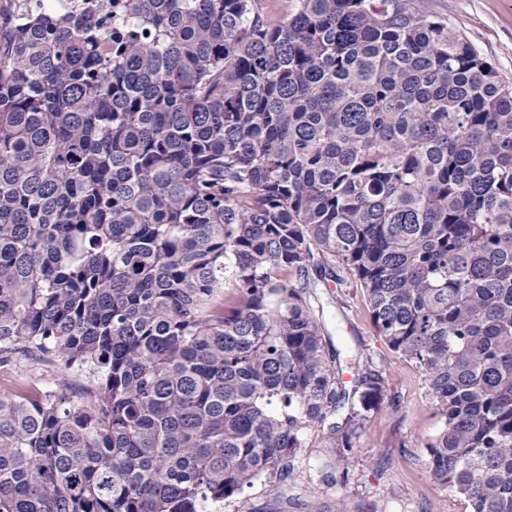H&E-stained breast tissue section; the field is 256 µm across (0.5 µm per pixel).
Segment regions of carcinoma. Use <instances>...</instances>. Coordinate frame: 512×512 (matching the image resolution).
I'll list each match as a JSON object with an SVG mask.
<instances>
[{
	"instance_id": "obj_1",
	"label": "carcinoma",
	"mask_w": 512,
	"mask_h": 512,
	"mask_svg": "<svg viewBox=\"0 0 512 512\" xmlns=\"http://www.w3.org/2000/svg\"><path fill=\"white\" fill-rule=\"evenodd\" d=\"M339 264L444 417L429 476L512 512V82L421 0L0 9V355L88 370L0 396V512H205L347 474L353 391L310 302Z\"/></svg>"
}]
</instances>
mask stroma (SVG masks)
Returning a JSON list of instances; mask_svg holds the SVG:
<instances>
[{
	"label": "stroma",
	"instance_id": "1",
	"mask_svg": "<svg viewBox=\"0 0 512 512\" xmlns=\"http://www.w3.org/2000/svg\"><path fill=\"white\" fill-rule=\"evenodd\" d=\"M434 15L465 34L499 74L512 80V0H424ZM341 286L318 288L326 339L344 359L362 354L386 381L383 404L373 410L354 449L346 482L329 478L325 463L335 449L326 447V431L308 430L297 473L288 492L278 497L267 483L256 481L223 506L208 512H469L464 498L452 495L432 480L426 445L444 425L423 374L414 363L392 353L372 325L359 283L338 270ZM57 366L51 360L16 351L0 361V396L59 387L71 400L88 396L96 384L85 372L70 373L56 385Z\"/></svg>",
	"mask_w": 512,
	"mask_h": 512
}]
</instances>
